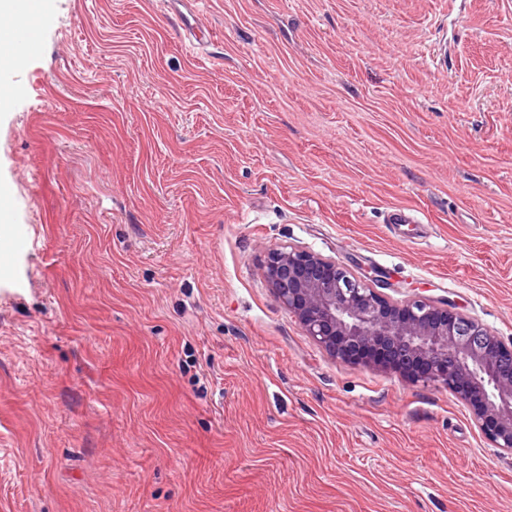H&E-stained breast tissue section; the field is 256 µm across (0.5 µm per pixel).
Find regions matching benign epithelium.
<instances>
[{"label":"benign epithelium","mask_w":512,"mask_h":512,"mask_svg":"<svg viewBox=\"0 0 512 512\" xmlns=\"http://www.w3.org/2000/svg\"><path fill=\"white\" fill-rule=\"evenodd\" d=\"M263 276L329 356L448 388L489 444L512 453V346L490 329L446 301L395 300L370 278L304 249L270 250Z\"/></svg>","instance_id":"1"}]
</instances>
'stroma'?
<instances>
[{
	"label": "stroma",
	"mask_w": 512,
	"mask_h": 512,
	"mask_svg": "<svg viewBox=\"0 0 512 512\" xmlns=\"http://www.w3.org/2000/svg\"><path fill=\"white\" fill-rule=\"evenodd\" d=\"M46 9L0 49V512H512L460 400L262 275L296 246L512 344V0ZM10 25L0 26V41L7 49L20 56H36L41 50V39L33 29H16ZM10 192L0 188V224L2 245L0 248V261L7 262L11 257L24 249L28 244V239L24 233L17 229L16 224L11 222L6 209L7 201L10 198Z\"/></svg>",
	"instance_id": "1"
}]
</instances>
